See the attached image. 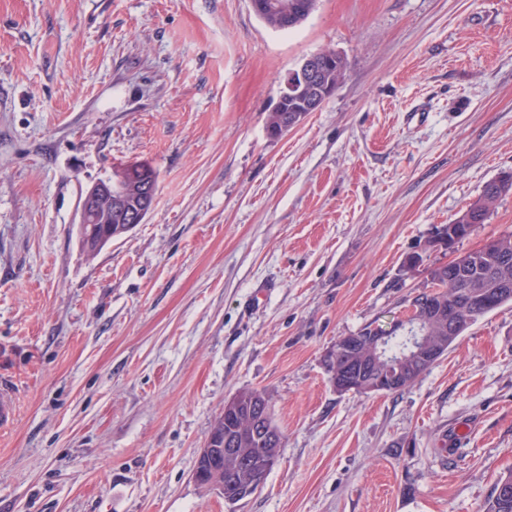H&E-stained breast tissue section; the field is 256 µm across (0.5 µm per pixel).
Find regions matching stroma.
<instances>
[{
    "label": "stroma",
    "mask_w": 512,
    "mask_h": 512,
    "mask_svg": "<svg viewBox=\"0 0 512 512\" xmlns=\"http://www.w3.org/2000/svg\"><path fill=\"white\" fill-rule=\"evenodd\" d=\"M324 49L340 84L270 136ZM133 161L152 210L87 257L81 199ZM508 171L512 0H317L288 31L251 0H0V512H477L512 473V305L397 392L324 358ZM510 234L512 193L456 252ZM243 389L284 447L230 504L193 473ZM322 52L335 55L336 58L333 57L329 59L321 57L320 55L310 56L300 68L287 72L283 79V87L278 96V100L273 108V111L280 110L282 112H270L268 115L267 129L270 133L281 135L282 126L286 123V116H288V124L297 123L300 120L299 116L296 117L294 112H290L293 102L288 101L289 99L301 105L297 112H304L305 114L302 115L303 118L308 112L317 111L333 93V85L336 88L340 83L346 62L340 57L341 71L336 72L339 56L332 50ZM333 62H336V64L334 63L331 68L326 69L328 73L324 76L325 79L330 77L333 83V85H331L328 81L324 82L322 76L326 65H331ZM310 85L313 86L315 90L313 95L310 93L306 94V90ZM286 105L288 106L287 109L285 108Z\"/></svg>",
    "instance_id": "obj_1"
}]
</instances>
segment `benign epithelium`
Here are the masks:
<instances>
[{"label": "benign epithelium", "mask_w": 512, "mask_h": 512, "mask_svg": "<svg viewBox=\"0 0 512 512\" xmlns=\"http://www.w3.org/2000/svg\"><path fill=\"white\" fill-rule=\"evenodd\" d=\"M335 62V59L319 55L310 56L304 64L287 72L283 79V87L278 96L275 109L286 111L288 100L300 104L298 111L308 113L317 111L325 100L333 93V85L323 81L324 68ZM155 183L151 179L137 176L135 167L114 181L102 180L95 183L84 195L80 205L79 232L97 238V249H102L112 242V212L129 211L131 223L136 225L144 221L152 209ZM461 231L448 229L441 224L432 236V244L451 254L450 262L459 266L466 265L463 257L455 255L454 244ZM441 314L436 302L422 299L409 305L405 314L393 322L390 328L374 326L364 336H344L331 348L334 357L351 356L361 349L369 347L376 354H381L388 335L416 315L425 317ZM406 373L401 370H379L378 361H373L360 368L348 362L343 371L332 372V382L337 392L371 393L394 388L402 383ZM238 456L240 468L251 472L249 481L238 483L235 478L224 475V457ZM279 457L268 459L264 470H251V462L239 454L237 448L225 447L224 435L210 432L200 449L194 472L196 481L204 486L219 491L224 501L234 503L240 501L263 487L265 472L273 469Z\"/></svg>", "instance_id": "benign-epithelium-1"}]
</instances>
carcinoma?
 Masks as SVG:
<instances>
[{
    "instance_id": "cac0c4a2",
    "label": "carcinoma",
    "mask_w": 512,
    "mask_h": 512,
    "mask_svg": "<svg viewBox=\"0 0 512 512\" xmlns=\"http://www.w3.org/2000/svg\"><path fill=\"white\" fill-rule=\"evenodd\" d=\"M315 4L316 0H288L286 23L273 11L261 13L259 17L275 30H289L300 25L314 10ZM298 121L299 118L293 112H272L268 115L267 129L271 133L280 134L285 123ZM511 191L512 172H509L489 182L484 187L482 195L455 219V223L474 228L485 223L494 203ZM497 240L498 247L491 252H467V265L462 268L441 264L430 270V287L436 290V296L443 299L444 306L458 309L462 333L486 315V311L475 303L462 302L460 292L463 289H468L475 299L488 288H498L504 283L512 284V236H499ZM425 333L433 341H448V319L429 324ZM409 351L408 333L403 330L395 331L386 344L385 362L400 364L406 360ZM240 395L244 401L241 430L235 432L226 428L224 437L235 440L240 453L258 469L264 466L273 452L280 451V446L277 440L268 434L253 431L249 426L250 414L254 413V408L258 407L263 411L269 408L264 393L245 389L240 391ZM479 512H512V496L503 500L491 495L480 505Z\"/></svg>"
}]
</instances>
